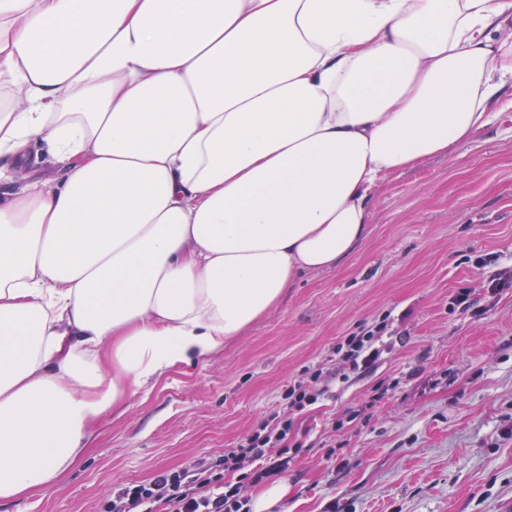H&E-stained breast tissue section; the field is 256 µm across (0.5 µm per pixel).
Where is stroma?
Instances as JSON below:
<instances>
[{
    "instance_id": "35a3bbf8",
    "label": "stroma",
    "mask_w": 512,
    "mask_h": 512,
    "mask_svg": "<svg viewBox=\"0 0 512 512\" xmlns=\"http://www.w3.org/2000/svg\"><path fill=\"white\" fill-rule=\"evenodd\" d=\"M368 235L301 275L222 351L131 389L120 419L57 484L0 512H100L122 484L219 458L314 369L328 393L294 419L301 446L272 512H512V101L452 154L388 177ZM469 289L479 314L452 309ZM387 321L376 366L341 380L335 347Z\"/></svg>"
}]
</instances>
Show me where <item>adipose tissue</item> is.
I'll list each match as a JSON object with an SVG mask.
<instances>
[{"instance_id":"1","label":"adipose tissue","mask_w":512,"mask_h":512,"mask_svg":"<svg viewBox=\"0 0 512 512\" xmlns=\"http://www.w3.org/2000/svg\"><path fill=\"white\" fill-rule=\"evenodd\" d=\"M512 0H0V503L368 234L512 95ZM55 178H20L33 147Z\"/></svg>"}]
</instances>
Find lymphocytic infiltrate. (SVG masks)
I'll use <instances>...</instances> for the list:
<instances>
[{"mask_svg": "<svg viewBox=\"0 0 512 512\" xmlns=\"http://www.w3.org/2000/svg\"><path fill=\"white\" fill-rule=\"evenodd\" d=\"M386 329V323L380 322L347 337L340 356L342 378L362 375L375 366ZM324 394L321 388L290 387L285 395L286 410L261 422L255 432L242 438L219 461H202L124 485L102 512H248L245 488L287 470L291 457L286 441L293 416Z\"/></svg>", "mask_w": 512, "mask_h": 512, "instance_id": "obj_1", "label": "lymphocytic infiltrate"}]
</instances>
